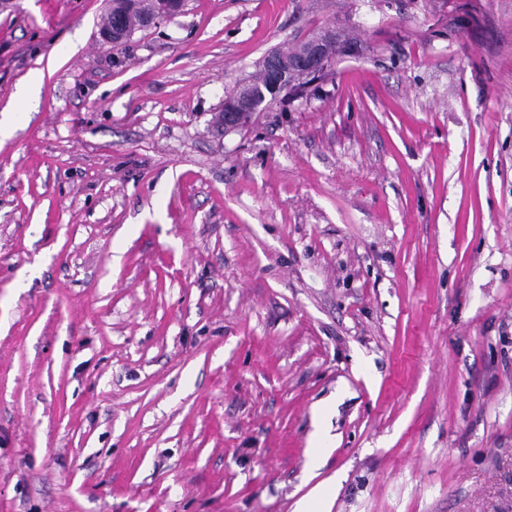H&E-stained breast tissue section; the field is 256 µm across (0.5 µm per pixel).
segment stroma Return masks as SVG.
<instances>
[{
	"mask_svg": "<svg viewBox=\"0 0 512 512\" xmlns=\"http://www.w3.org/2000/svg\"><path fill=\"white\" fill-rule=\"evenodd\" d=\"M107 11L0 5V512H512V0ZM125 20L131 29L141 30L147 27L140 26V20L146 13L154 10V2L146 0H126ZM324 36H317L309 41L305 53L298 59L288 61L274 50L268 52L262 59L260 68L268 75L269 81L265 87H280L283 85L302 82L317 74L324 63ZM268 106L269 100L261 87L246 81L238 86L237 94L233 99L225 100L224 112L221 111L218 114L217 123L224 125V132L239 129L250 123L255 112Z\"/></svg>",
	"mask_w": 512,
	"mask_h": 512,
	"instance_id": "1",
	"label": "stroma"
}]
</instances>
